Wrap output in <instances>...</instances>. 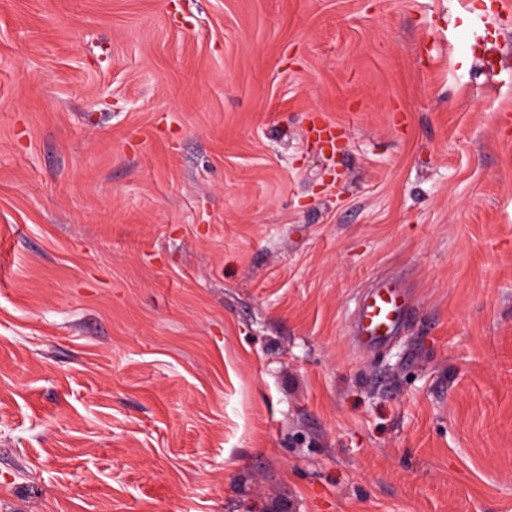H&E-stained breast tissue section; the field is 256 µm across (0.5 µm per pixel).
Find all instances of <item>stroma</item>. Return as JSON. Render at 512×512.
Instances as JSON below:
<instances>
[{"instance_id": "stroma-1", "label": "stroma", "mask_w": 512, "mask_h": 512, "mask_svg": "<svg viewBox=\"0 0 512 512\" xmlns=\"http://www.w3.org/2000/svg\"><path fill=\"white\" fill-rule=\"evenodd\" d=\"M482 7L0 0V512H512ZM411 308L408 292L396 282H384L371 288L360 298L355 310L359 347L368 351L390 342Z\"/></svg>"}]
</instances>
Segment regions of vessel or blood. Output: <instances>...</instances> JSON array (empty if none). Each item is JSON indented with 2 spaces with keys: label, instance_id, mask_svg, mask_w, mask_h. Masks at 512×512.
<instances>
[{
  "label": "vessel or blood",
  "instance_id": "vessel-or-blood-1",
  "mask_svg": "<svg viewBox=\"0 0 512 512\" xmlns=\"http://www.w3.org/2000/svg\"><path fill=\"white\" fill-rule=\"evenodd\" d=\"M411 310L405 288L394 282L378 284L366 292L355 310V335L360 348H379L396 336Z\"/></svg>",
  "mask_w": 512,
  "mask_h": 512
}]
</instances>
